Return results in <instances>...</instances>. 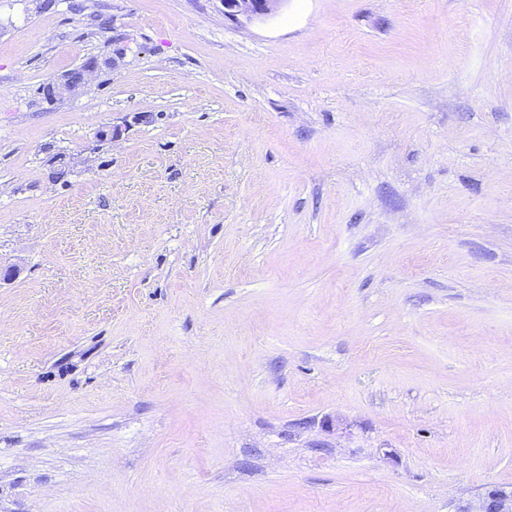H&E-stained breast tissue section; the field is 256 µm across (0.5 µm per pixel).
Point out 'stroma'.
I'll return each instance as SVG.
<instances>
[{
  "mask_svg": "<svg viewBox=\"0 0 512 512\" xmlns=\"http://www.w3.org/2000/svg\"><path fill=\"white\" fill-rule=\"evenodd\" d=\"M68 3L0 0V512L512 489V0ZM284 0H222L224 16L236 22H251L277 10ZM100 65L99 58L92 56L84 60L78 66V73L67 72L61 75L56 81L48 83L43 91L45 96L53 102L60 99L65 93L74 92L85 87Z\"/></svg>",
  "mask_w": 512,
  "mask_h": 512,
  "instance_id": "35a3bbf8",
  "label": "stroma"
}]
</instances>
